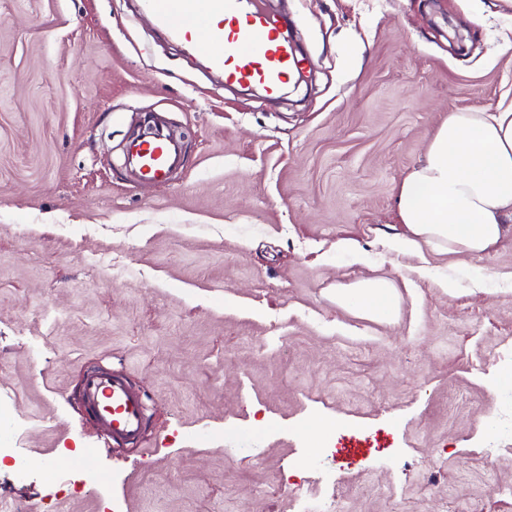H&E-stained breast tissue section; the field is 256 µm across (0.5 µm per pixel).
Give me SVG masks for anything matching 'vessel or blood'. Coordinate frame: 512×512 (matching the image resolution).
Here are the masks:
<instances>
[{"label":"vessel or blood","mask_w":512,"mask_h":512,"mask_svg":"<svg viewBox=\"0 0 512 512\" xmlns=\"http://www.w3.org/2000/svg\"><path fill=\"white\" fill-rule=\"evenodd\" d=\"M140 7L211 69L225 78L259 85L268 95L283 93L298 68L283 22L261 9L257 0H140ZM126 157L141 180L163 184L181 166L183 154L176 135L153 127L129 141ZM83 392L86 407L113 440L127 442L140 436L145 404L124 378L89 372Z\"/></svg>","instance_id":"vessel-or-blood-1"}]
</instances>
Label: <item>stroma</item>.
Instances as JSON below:
<instances>
[{
  "instance_id": "1",
  "label": "stroma",
  "mask_w": 512,
  "mask_h": 512,
  "mask_svg": "<svg viewBox=\"0 0 512 512\" xmlns=\"http://www.w3.org/2000/svg\"><path fill=\"white\" fill-rule=\"evenodd\" d=\"M281 7L304 59L271 102L136 0H0V397L32 470L0 461V512H297L305 453L336 512H512V233L476 257L395 246L432 132L512 104V7ZM147 118L183 142L165 185L123 163ZM372 277L395 322L337 305ZM93 370L144 394L135 442L86 409ZM353 438L376 446L344 456ZM85 448L92 478L64 484Z\"/></svg>"
}]
</instances>
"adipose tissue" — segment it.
Returning <instances> with one entry per match:
<instances>
[{
    "label": "adipose tissue",
    "instance_id": "1",
    "mask_svg": "<svg viewBox=\"0 0 512 512\" xmlns=\"http://www.w3.org/2000/svg\"><path fill=\"white\" fill-rule=\"evenodd\" d=\"M396 200L408 229L398 249L471 256L495 247L512 223V105L449 113L423 162L402 179ZM336 301L382 322L393 321L399 308L387 279L337 289Z\"/></svg>",
    "mask_w": 512,
    "mask_h": 512
}]
</instances>
